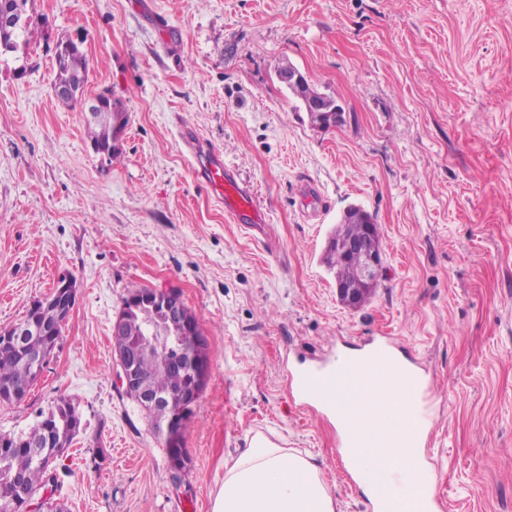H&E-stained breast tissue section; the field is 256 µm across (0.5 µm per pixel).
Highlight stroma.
Instances as JSON below:
<instances>
[{
  "label": "stroma",
  "instance_id": "obj_1",
  "mask_svg": "<svg viewBox=\"0 0 512 512\" xmlns=\"http://www.w3.org/2000/svg\"><path fill=\"white\" fill-rule=\"evenodd\" d=\"M48 25L0 56V326L56 280L76 302L0 432L56 399L83 430L58 463L65 512H211L224 464L264 434L318 467L336 512H372L332 418L292 373L389 336L423 378L422 455L449 512H512V0H30ZM79 37L86 95L126 112L111 159L54 97L52 46ZM345 111L315 127L278 74ZM220 150L266 212L256 241L196 178L181 129ZM315 207H307L308 191ZM352 205L386 274L350 310L327 240ZM177 289L210 373L174 484L162 439L115 385L112 322L130 289ZM104 452L100 465L92 457Z\"/></svg>",
  "mask_w": 512,
  "mask_h": 512
}]
</instances>
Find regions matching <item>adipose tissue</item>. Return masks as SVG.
Masks as SVG:
<instances>
[{
  "instance_id": "obj_1",
  "label": "adipose tissue",
  "mask_w": 512,
  "mask_h": 512,
  "mask_svg": "<svg viewBox=\"0 0 512 512\" xmlns=\"http://www.w3.org/2000/svg\"><path fill=\"white\" fill-rule=\"evenodd\" d=\"M336 365L354 366L367 379L352 396L343 397V404L360 410L393 442L389 448L360 449L364 490H371L376 482L400 477L407 486L406 496L381 512H411L419 486L416 462L420 449L411 434L421 411L414 395L420 381L395 373L389 354L382 351L348 352L337 359ZM211 512H336V503L307 457L259 436L225 467Z\"/></svg>"
}]
</instances>
